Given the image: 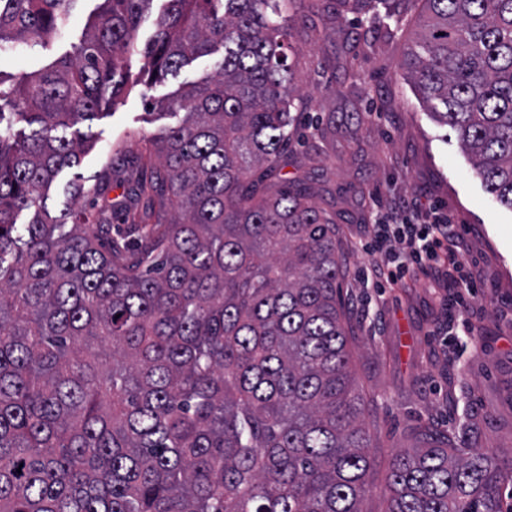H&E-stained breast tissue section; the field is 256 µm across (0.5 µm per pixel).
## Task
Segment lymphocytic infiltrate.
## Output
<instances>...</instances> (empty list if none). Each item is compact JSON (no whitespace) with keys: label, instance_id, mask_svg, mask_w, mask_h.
Returning <instances> with one entry per match:
<instances>
[{"label":"lymphocytic infiltrate","instance_id":"f902f5d3","mask_svg":"<svg viewBox=\"0 0 512 512\" xmlns=\"http://www.w3.org/2000/svg\"><path fill=\"white\" fill-rule=\"evenodd\" d=\"M462 239V225L453 223L440 205L406 212L388 208L368 225L357 243L358 251L368 259L361 276L366 287L382 288L435 272L448 284V320L438 328V336L445 339L471 334L473 326L467 311L477 285Z\"/></svg>","mask_w":512,"mask_h":512}]
</instances>
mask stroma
Returning a JSON list of instances; mask_svg holds the SVG:
<instances>
[{
    "instance_id": "obj_1",
    "label": "stroma",
    "mask_w": 512,
    "mask_h": 512,
    "mask_svg": "<svg viewBox=\"0 0 512 512\" xmlns=\"http://www.w3.org/2000/svg\"><path fill=\"white\" fill-rule=\"evenodd\" d=\"M96 6L78 0L64 34L1 56L0 73L31 72L69 52ZM420 8V0H378L381 22L373 26L353 0H299L290 21L291 83L301 101L281 172L307 181L316 205L336 222L349 347L376 447L366 512H385L391 457L414 447L420 431L512 452V319L502 314L512 305V209L486 193L454 131L434 117L400 66ZM223 56L219 48L164 82L136 85L125 102L91 121L89 148L57 177L49 208L61 206L69 184L89 183L105 165L118 169L121 181L133 176L141 139L183 118L165 102L211 74ZM121 181L98 207L120 212L127 203ZM393 196L442 202L465 226L480 286L469 315L475 333L460 363H448L432 334L442 316V285L421 275L403 286L367 289L358 278L367 259L355 238L374 222L377 198Z\"/></svg>"
}]
</instances>
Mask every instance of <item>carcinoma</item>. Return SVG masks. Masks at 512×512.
<instances>
[{
    "label": "carcinoma",
    "instance_id": "obj_1",
    "mask_svg": "<svg viewBox=\"0 0 512 512\" xmlns=\"http://www.w3.org/2000/svg\"><path fill=\"white\" fill-rule=\"evenodd\" d=\"M77 2L0 0V51L60 36ZM154 2L98 0L71 53L0 73V512H365L336 224L308 186L264 184L297 100L296 0H161L138 82L224 57L144 140L124 209L137 238L93 206L48 209L85 151L74 127L125 98ZM421 2L403 65L512 209V0ZM112 182L108 166L73 188ZM509 475L512 456L425 431L392 458L385 512H501Z\"/></svg>",
    "mask_w": 512,
    "mask_h": 512
}]
</instances>
